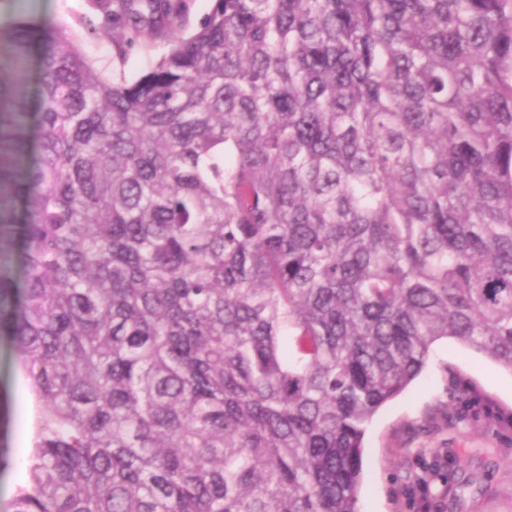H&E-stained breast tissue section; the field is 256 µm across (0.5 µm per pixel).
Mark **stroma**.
I'll use <instances>...</instances> for the list:
<instances>
[{
	"mask_svg": "<svg viewBox=\"0 0 512 512\" xmlns=\"http://www.w3.org/2000/svg\"><path fill=\"white\" fill-rule=\"evenodd\" d=\"M89 0H0V23L46 20L79 31V19L90 14ZM477 386L503 415L486 426L482 415L461 417L455 396L459 385ZM37 404L23 374L19 355L0 338V444L10 464L0 470V512L9 508L25 481L24 463L33 443ZM362 512H419L408 492L415 454L443 448L455 457L446 474L457 484L475 472L491 489L481 512H512V372L453 339L433 346L421 375L374 417L365 436Z\"/></svg>",
	"mask_w": 512,
	"mask_h": 512,
	"instance_id": "obj_1",
	"label": "stroma"
}]
</instances>
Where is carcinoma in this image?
Wrapping results in <instances>:
<instances>
[{
    "instance_id": "carcinoma-1",
    "label": "carcinoma",
    "mask_w": 512,
    "mask_h": 512,
    "mask_svg": "<svg viewBox=\"0 0 512 512\" xmlns=\"http://www.w3.org/2000/svg\"><path fill=\"white\" fill-rule=\"evenodd\" d=\"M96 6L117 67L42 23L34 150L36 27L0 25V336L40 405L8 512H360L435 342L512 371V0Z\"/></svg>"
}]
</instances>
